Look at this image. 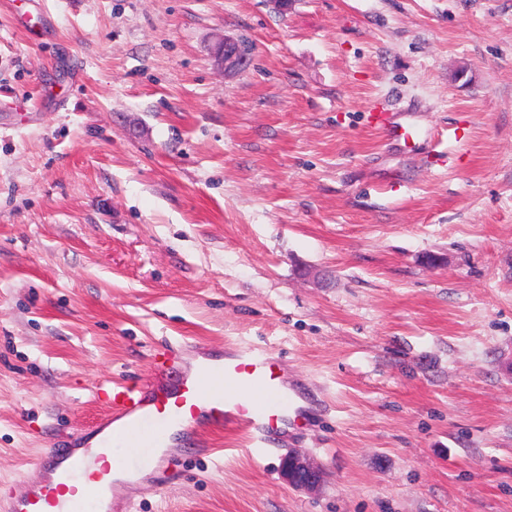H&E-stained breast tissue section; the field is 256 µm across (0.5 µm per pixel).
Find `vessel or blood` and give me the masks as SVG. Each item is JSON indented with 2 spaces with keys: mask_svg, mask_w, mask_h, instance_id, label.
I'll list each match as a JSON object with an SVG mask.
<instances>
[{
  "mask_svg": "<svg viewBox=\"0 0 512 512\" xmlns=\"http://www.w3.org/2000/svg\"><path fill=\"white\" fill-rule=\"evenodd\" d=\"M372 125L390 139L410 141L411 126L397 125L382 114ZM167 361L135 385L105 387L107 413L98 425L99 450L72 448L63 443L42 449L35 465L52 466L58 476H40L22 484L19 494L0 502V512H87L97 499L101 449H110L115 465L148 469L162 479L169 472L159 465L155 449L172 447L175 437L199 439L210 427L232 425L246 429L254 450H264L280 424L304 418L302 397L284 381L273 355L236 349L224 361H199L170 381Z\"/></svg>",
  "mask_w": 512,
  "mask_h": 512,
  "instance_id": "b4317fda",
  "label": "vessel or blood"
}]
</instances>
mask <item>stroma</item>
Segmentation results:
<instances>
[{
    "label": "stroma",
    "instance_id": "35a3bbf8",
    "mask_svg": "<svg viewBox=\"0 0 512 512\" xmlns=\"http://www.w3.org/2000/svg\"><path fill=\"white\" fill-rule=\"evenodd\" d=\"M199 343L323 412L112 512H512V0H0V491ZM216 52L217 64L223 70L239 69L248 61V53L240 49L238 42H222ZM371 124L382 131L388 139L403 140L408 143L410 140L413 141L416 135V129L413 126L395 125L384 114L374 115ZM281 472L288 485L304 491L317 488L322 482V471L306 455L293 452L284 457Z\"/></svg>",
    "mask_w": 512,
    "mask_h": 512
}]
</instances>
